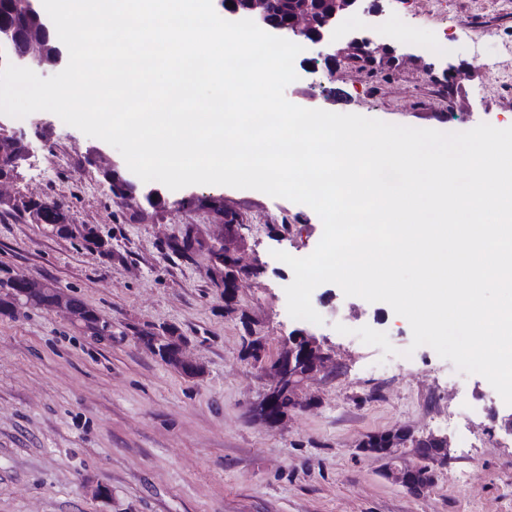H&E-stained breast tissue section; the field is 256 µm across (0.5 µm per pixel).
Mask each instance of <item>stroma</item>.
<instances>
[{
	"label": "stroma",
	"mask_w": 512,
	"mask_h": 512,
	"mask_svg": "<svg viewBox=\"0 0 512 512\" xmlns=\"http://www.w3.org/2000/svg\"><path fill=\"white\" fill-rule=\"evenodd\" d=\"M366 4L368 13L344 26L370 39L373 63L340 55L313 72L307 61L319 49L308 43L295 61L315 108L446 133L512 120V53L501 48L512 38V0ZM394 22L414 40L393 39ZM441 41L450 52L428 51ZM450 65L461 71L453 85ZM4 122L30 157L0 191V278L61 289L110 321L112 333L94 335L68 312L34 303L0 309V512H512V431L502 422L512 407L484 401V377L428 346L398 359L412 342L407 320L331 283L311 297L322 323L289 316L293 272L273 253L315 250L323 224L312 208L215 185L161 188L153 206L142 182L134 198L120 199L106 168L132 173L108 143L46 111ZM18 197L58 203L69 223L95 227L110 253L33 223L14 209ZM229 212L242 223L240 255L261 270L241 274L228 300L206 245ZM188 233L199 245L183 257L173 245ZM378 313L395 349L388 356L353 334ZM248 322L266 361L298 329L330 356L303 386L307 406L276 426L252 416L270 382L244 356ZM163 325L185 337L200 377H183L140 340ZM399 427L452 443L448 464L418 496L386 479L381 459L357 451L366 436ZM96 485L106 497L93 495Z\"/></svg>",
	"instance_id": "obj_1"
}]
</instances>
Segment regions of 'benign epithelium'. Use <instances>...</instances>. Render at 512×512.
I'll return each instance as SVG.
<instances>
[{
  "instance_id": "benign-epithelium-1",
  "label": "benign epithelium",
  "mask_w": 512,
  "mask_h": 512,
  "mask_svg": "<svg viewBox=\"0 0 512 512\" xmlns=\"http://www.w3.org/2000/svg\"><path fill=\"white\" fill-rule=\"evenodd\" d=\"M231 7H224L227 15L242 19H251L273 34L290 41L301 39L324 48L336 47V32L341 20L349 14L359 11L364 0H281L283 11L274 9V0H230ZM21 6L33 19L32 31L28 37L20 40L14 29L0 23V66L11 62L25 67L31 63L58 64L62 61L63 52L57 45L47 50L46 43L52 33V24L44 14L40 0H22ZM28 151L21 146L19 153L12 158L10 164L0 168V183H12L19 178L21 162L26 159ZM107 175L112 183L113 193L120 197H131L135 194L136 185L122 178L114 167H109ZM212 254L210 262H216L213 254H220L226 259L230 270H250L257 274L259 266L247 268L241 264L237 250L231 246V240H221L208 245ZM22 295L30 301H38L45 294H54L56 299L52 308L65 309L73 316L80 315L69 298L59 289L49 288L28 280L21 281ZM167 347L162 351L166 364L172 366L188 378L201 376L203 370L197 363L188 359L183 351V339L178 331L167 328ZM264 343L252 336L245 347V358L263 366L275 380V384L256 406V416L269 424L279 423L284 419L280 415L273 419L269 416L270 405L276 400V390L287 388L293 395L296 408L307 405L303 396L305 381L320 371L327 364L329 357L324 352L318 339L303 330H298L288 337V346L283 354L269 363L263 360ZM387 440L383 448L359 446L357 451L374 455L385 461L384 474L396 484L401 485L412 494L419 495L429 487L432 473L422 472L423 465L440 466L448 463L451 457V441L446 436L429 434L418 437L409 429H397L381 433ZM413 455L418 463H407V456Z\"/></svg>"
}]
</instances>
